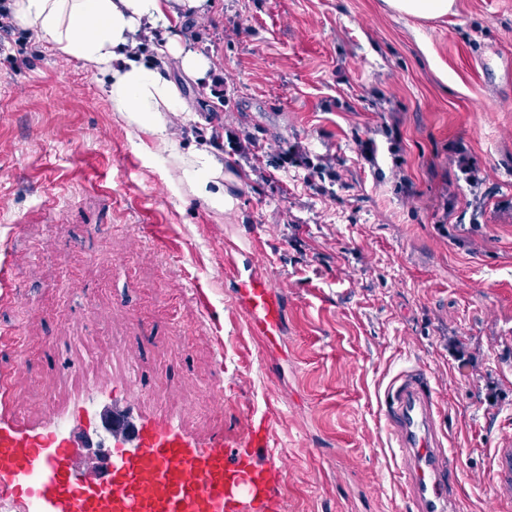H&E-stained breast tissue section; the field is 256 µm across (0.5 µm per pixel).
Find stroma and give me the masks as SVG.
Returning a JSON list of instances; mask_svg holds the SVG:
<instances>
[{
	"mask_svg": "<svg viewBox=\"0 0 512 512\" xmlns=\"http://www.w3.org/2000/svg\"><path fill=\"white\" fill-rule=\"evenodd\" d=\"M176 31L224 82L172 73L199 117L180 146L212 136L239 179L226 214L176 195L98 78L36 32L0 35L13 416L110 387L67 430L82 468L134 374L143 409L228 447L271 415L272 512H411L383 399L414 365L459 455V512H512L492 469L512 434V0L424 23L382 0H210ZM292 150L310 165L279 167ZM254 228L288 293L275 372L224 275L229 242L249 273Z\"/></svg>",
	"mask_w": 512,
	"mask_h": 512,
	"instance_id": "obj_1",
	"label": "stroma"
}]
</instances>
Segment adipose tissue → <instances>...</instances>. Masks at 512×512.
<instances>
[{
	"mask_svg": "<svg viewBox=\"0 0 512 512\" xmlns=\"http://www.w3.org/2000/svg\"><path fill=\"white\" fill-rule=\"evenodd\" d=\"M207 0H12L16 21L41 35L51 46L100 75L114 117L134 135L149 138L157 164L174 189L216 213L238 203L227 184L224 154L212 145L180 149L172 120L185 104L169 76L168 59L196 78H205L212 62L185 48L172 33L173 20L204 11ZM385 10L420 21L454 13L456 0H382ZM163 25L167 34L156 57L129 53L142 27Z\"/></svg>",
	"mask_w": 512,
	"mask_h": 512,
	"instance_id": "1",
	"label": "adipose tissue"
}]
</instances>
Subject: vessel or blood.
I'll return each instance as SVG.
<instances>
[{
	"label": "vessel or blood",
	"instance_id": "b4317fda",
	"mask_svg": "<svg viewBox=\"0 0 512 512\" xmlns=\"http://www.w3.org/2000/svg\"><path fill=\"white\" fill-rule=\"evenodd\" d=\"M236 298L248 310L256 335L274 342L284 330L288 295L261 269L235 281ZM437 406L428 375L400 372L384 394L391 448L401 461L415 512H457L451 484L457 459L446 450L435 420ZM124 437L112 450V469L87 484L69 466L72 448L62 419L23 427L0 416V490L39 512H269L272 470L257 450L271 427L269 417L249 420L234 451L223 439L185 433L163 411L130 422L115 416ZM497 498L512 497V446L495 454Z\"/></svg>",
	"mask_w": 512,
	"mask_h": 512
}]
</instances>
